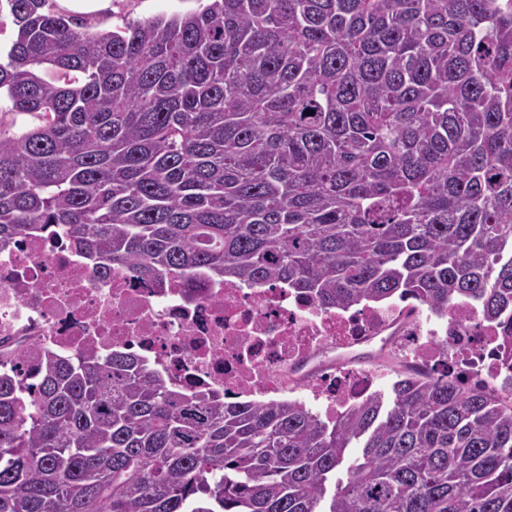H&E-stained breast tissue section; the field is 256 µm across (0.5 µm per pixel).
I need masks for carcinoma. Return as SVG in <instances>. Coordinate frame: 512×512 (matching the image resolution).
<instances>
[{"label":"carcinoma","instance_id":"carcinoma-1","mask_svg":"<svg viewBox=\"0 0 512 512\" xmlns=\"http://www.w3.org/2000/svg\"><path fill=\"white\" fill-rule=\"evenodd\" d=\"M0 0V249L476 304L512 348V0H207L103 32ZM0 512H512V391L411 372L326 421L134 354L0 374Z\"/></svg>","mask_w":512,"mask_h":512}]
</instances>
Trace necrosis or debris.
<instances>
[{
    "label": "necrosis or debris",
    "mask_w": 512,
    "mask_h": 512,
    "mask_svg": "<svg viewBox=\"0 0 512 512\" xmlns=\"http://www.w3.org/2000/svg\"><path fill=\"white\" fill-rule=\"evenodd\" d=\"M498 334L468 303L445 319L398 302L323 311L281 284L157 282L124 268L103 277L61 232L0 250V369L30 382L48 351L62 358L132 351L184 392L248 402L297 393L333 415L376 392L386 376L378 366H354L349 352L362 346L510 390L495 355Z\"/></svg>",
    "instance_id": "obj_1"
}]
</instances>
